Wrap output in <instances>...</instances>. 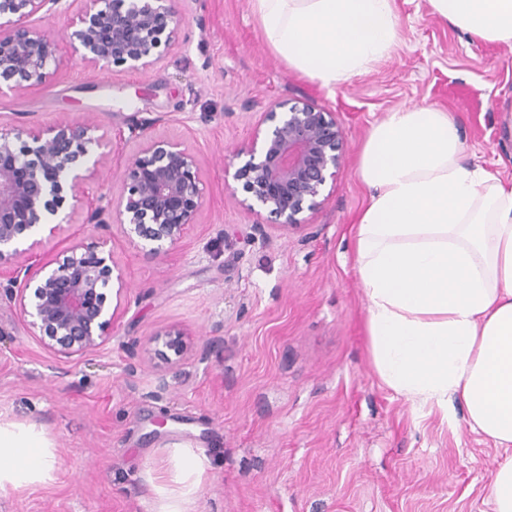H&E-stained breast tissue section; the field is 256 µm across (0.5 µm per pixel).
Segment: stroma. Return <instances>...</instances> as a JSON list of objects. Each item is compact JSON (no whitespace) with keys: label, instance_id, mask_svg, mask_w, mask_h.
I'll list each match as a JSON object with an SVG mask.
<instances>
[{"label":"stroma","instance_id":"obj_1","mask_svg":"<svg viewBox=\"0 0 512 512\" xmlns=\"http://www.w3.org/2000/svg\"><path fill=\"white\" fill-rule=\"evenodd\" d=\"M393 4L398 44L332 90L277 57L250 0H173L178 37L148 71L96 72L64 49L42 88L0 95L5 128L81 117L103 125L109 163L89 172L83 202L122 192L147 136L194 155L203 200L165 257L107 236L127 287L103 349L54 356L14 305L0 304V423L36 425L59 460L53 482L1 489L0 512H155L174 448L208 461L192 512H492L505 450L471 432L463 403L448 426L375 373L352 236L367 201L358 152L387 112L453 113L466 162L512 179V46L470 39L428 0ZM288 101L335 112L347 156L308 226L287 232L246 209L231 150L268 130L270 104ZM144 120L145 135L132 133ZM34 238L28 257L0 268L1 281L96 236L76 219L54 235L40 226ZM171 326L190 351L161 376L153 339Z\"/></svg>","mask_w":512,"mask_h":512}]
</instances>
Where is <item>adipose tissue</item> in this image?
I'll list each match as a JSON object with an SVG mask.
<instances>
[{
	"label": "adipose tissue",
	"instance_id": "1",
	"mask_svg": "<svg viewBox=\"0 0 512 512\" xmlns=\"http://www.w3.org/2000/svg\"><path fill=\"white\" fill-rule=\"evenodd\" d=\"M468 34L512 44V0H429ZM273 52L333 89L364 74L400 38L393 0H251ZM452 113L399 108L373 126L359 158L369 190L357 218L354 269L373 365L412 406L452 421L460 400L472 432L512 447V181L463 159ZM177 487H155L158 512H188L204 456L173 451ZM43 435L0 426V489L54 480Z\"/></svg>",
	"mask_w": 512,
	"mask_h": 512
}]
</instances>
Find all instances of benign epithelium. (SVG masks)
Returning a JSON list of instances; mask_svg holds the SVG:
<instances>
[{
  "label": "benign epithelium",
  "mask_w": 512,
  "mask_h": 512,
  "mask_svg": "<svg viewBox=\"0 0 512 512\" xmlns=\"http://www.w3.org/2000/svg\"><path fill=\"white\" fill-rule=\"evenodd\" d=\"M64 0H0V93L45 82L47 69L59 63V41L71 57L94 71L128 66L146 71L158 49L175 41L181 24L171 0H87L78 28L61 36L37 30L29 18L53 14ZM271 128L255 134L234 179L247 194L246 209L267 211L286 231L306 226V212L319 209L346 155L336 113L306 103L267 108ZM101 126L91 117L41 131L0 127V267L31 251L30 240L48 217L82 208L79 186L88 161L105 164L107 147ZM27 139H22V136ZM121 196L99 197L82 212L93 230L118 227L133 243L161 257L174 248L202 207L195 157L173 140L148 139L124 171ZM117 285L111 294V285ZM125 288L112 252L75 241L52 262L34 271L23 287L0 285V300L18 307L30 335L54 355L82 356L112 341L116 309L112 297ZM164 349L155 352L169 368L187 350L183 333L170 327L158 333Z\"/></svg>",
  "instance_id": "obj_1"
}]
</instances>
